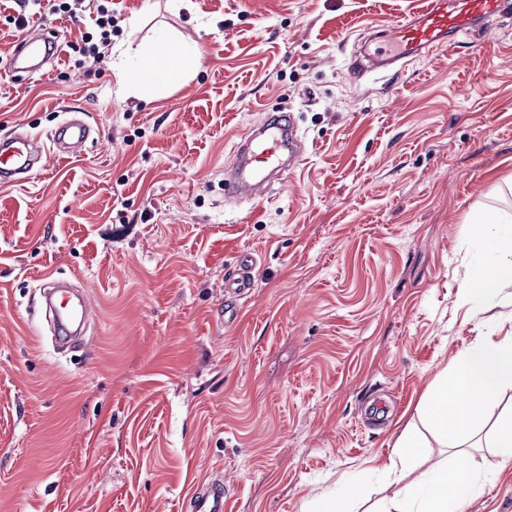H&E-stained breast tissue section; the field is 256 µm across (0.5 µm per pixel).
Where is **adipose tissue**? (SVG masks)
Returning <instances> with one entry per match:
<instances>
[{
  "label": "adipose tissue",
  "mask_w": 512,
  "mask_h": 512,
  "mask_svg": "<svg viewBox=\"0 0 512 512\" xmlns=\"http://www.w3.org/2000/svg\"><path fill=\"white\" fill-rule=\"evenodd\" d=\"M473 234L485 256L461 282L457 298L476 314L498 292L512 285V236L500 231L498 217L492 211L475 225ZM508 388L512 389V336L499 340L484 336L458 352L426 403V413L443 447L451 448L452 454L422 472H414L413 464L426 455L425 445L411 428H404L394 445V454L401 463L389 468L396 491L386 512H464L484 486L464 445L484 428L489 412L499 405ZM370 497L365 487L346 485L336 492L313 496L303 510L358 512Z\"/></svg>",
  "instance_id": "1"
}]
</instances>
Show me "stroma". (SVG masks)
I'll return each mask as SVG.
<instances>
[{
    "mask_svg": "<svg viewBox=\"0 0 512 512\" xmlns=\"http://www.w3.org/2000/svg\"><path fill=\"white\" fill-rule=\"evenodd\" d=\"M414 0H110L107 62L75 21L0 0V137L48 146L30 182L0 184V512H180L219 477L227 512H302L347 484L392 496L384 468L406 425L444 456L427 396L491 305L456 291L486 210L512 231V13L482 38L354 81L359 33ZM51 21L46 76L7 65L23 24ZM202 68L125 94L112 62ZM294 113L301 164L259 202L224 200L234 142ZM84 154L52 152L72 117ZM255 285L224 322L241 253ZM84 286L93 337L58 352L38 313L45 276ZM465 512H512V469L485 439ZM203 52L195 47L191 50L182 49L170 58L169 73H191L203 65Z\"/></svg>",
    "mask_w": 512,
    "mask_h": 512,
    "instance_id": "35a3bbf8",
    "label": "stroma"
}]
</instances>
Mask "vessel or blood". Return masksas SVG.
<instances>
[{
    "instance_id": "vessel-or-blood-1",
    "label": "vessel or blood",
    "mask_w": 512,
    "mask_h": 512,
    "mask_svg": "<svg viewBox=\"0 0 512 512\" xmlns=\"http://www.w3.org/2000/svg\"><path fill=\"white\" fill-rule=\"evenodd\" d=\"M512 10V0H416L415 6L393 25L382 29L379 37L387 50L371 52L361 49L352 53L349 72L360 80L367 72L397 64L405 59L427 56L444 44L480 35L490 21ZM37 24L24 25L9 57L12 72L26 78L45 76L42 65L35 59L47 55L53 39L41 36ZM90 136L89 127L80 120L70 119L56 131L54 144L60 155L78 153ZM304 144L297 134L293 113L275 112L253 126L234 143L232 163L224 174V195L236 201H260L271 184L292 170L301 160ZM46 150L37 141L12 136L0 139V183L21 184L30 180L45 164ZM253 255H241L235 274L225 280L228 295L240 297L254 286ZM46 301L55 296H68V307L54 312L53 330L57 340L70 344L85 335L94 319L86 294L60 281L48 278L44 283ZM230 491L222 480L197 484L182 501V512H225Z\"/></svg>"
}]
</instances>
